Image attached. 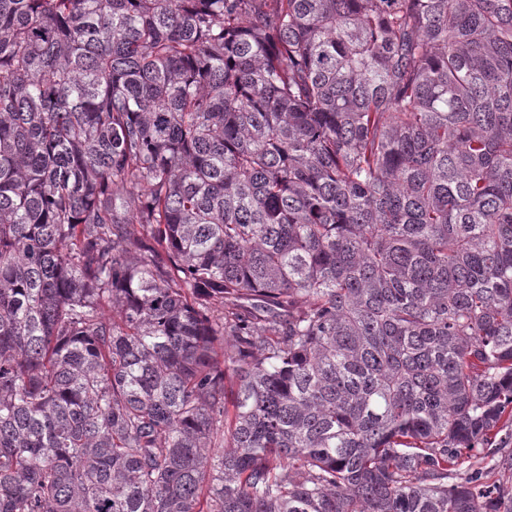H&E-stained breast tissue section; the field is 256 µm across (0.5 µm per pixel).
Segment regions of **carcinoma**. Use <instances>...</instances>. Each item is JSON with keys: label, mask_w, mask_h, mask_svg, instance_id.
<instances>
[{"label": "carcinoma", "mask_w": 512, "mask_h": 512, "mask_svg": "<svg viewBox=\"0 0 512 512\" xmlns=\"http://www.w3.org/2000/svg\"><path fill=\"white\" fill-rule=\"evenodd\" d=\"M512 0H0V512H512Z\"/></svg>", "instance_id": "1"}]
</instances>
